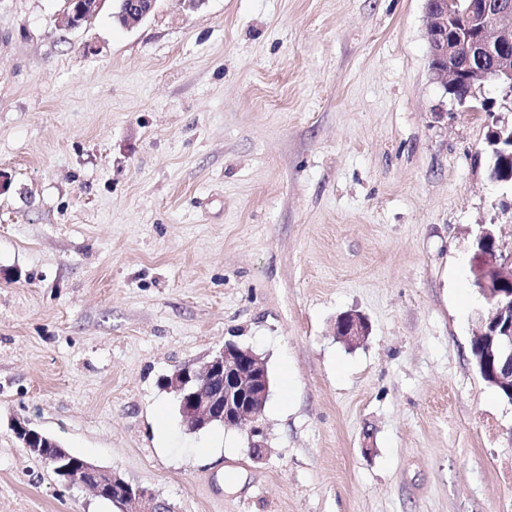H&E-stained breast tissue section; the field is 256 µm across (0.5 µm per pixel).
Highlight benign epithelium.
Returning a JSON list of instances; mask_svg holds the SVG:
<instances>
[{
    "label": "benign epithelium",
    "mask_w": 512,
    "mask_h": 512,
    "mask_svg": "<svg viewBox=\"0 0 512 512\" xmlns=\"http://www.w3.org/2000/svg\"><path fill=\"white\" fill-rule=\"evenodd\" d=\"M113 17L132 28L155 9L157 0H113ZM429 18L427 40L432 78L460 103L476 96V88L493 83L505 104L512 103V0H425ZM105 0H66L60 22L65 30L80 27L102 8ZM497 127L498 141L512 144V124L483 106ZM478 238L491 245L473 254L471 266L487 308L478 314L473 341L484 339L487 327L502 325L496 343L479 359L483 379L512 388V261L494 232L481 228ZM365 320L356 313L339 316L334 334L353 346L367 336ZM163 388L174 393L188 431H198L215 419L245 432L248 454L265 457L268 445L262 424L270 382L265 362L251 348L226 343L200 367L183 366L163 377ZM21 448L47 463L69 485H80L108 500L120 512H177L154 490L126 481L118 472L72 456L61 445L45 453L54 440L26 419L12 424Z\"/></svg>",
    "instance_id": "obj_1"
}]
</instances>
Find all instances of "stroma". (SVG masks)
Segmentation results:
<instances>
[{
	"label": "stroma",
	"mask_w": 512,
	"mask_h": 512,
	"mask_svg": "<svg viewBox=\"0 0 512 512\" xmlns=\"http://www.w3.org/2000/svg\"><path fill=\"white\" fill-rule=\"evenodd\" d=\"M64 9L0 0V512H119L18 418L178 512H512V403L470 356L512 185L425 0ZM229 340L271 377L259 462L160 386ZM107 0H66V10L60 22L65 30L80 27L102 8ZM113 17L125 28H132L146 19L155 9L157 0H113ZM333 329L338 339L350 346L360 343L368 333L365 320L352 312L339 316Z\"/></svg>",
	"instance_id": "1"
}]
</instances>
